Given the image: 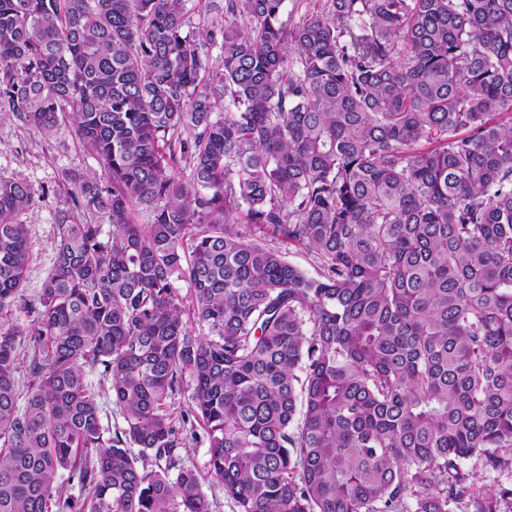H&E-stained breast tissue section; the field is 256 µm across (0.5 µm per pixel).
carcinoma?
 Listing matches in <instances>:
<instances>
[{
	"label": "carcinoma",
	"instance_id": "cac0c4a2",
	"mask_svg": "<svg viewBox=\"0 0 512 512\" xmlns=\"http://www.w3.org/2000/svg\"><path fill=\"white\" fill-rule=\"evenodd\" d=\"M284 3L0 0V112L101 166L26 332L40 193L0 176V512H212L187 379L239 512H512L464 466L512 475V0ZM187 8L190 9L189 15L192 26L210 27L212 25L218 26L224 22L222 10L220 8L214 9V6L207 7L204 0H188ZM197 439L195 440L189 432L190 424L186 425L187 431H184L178 453L189 465H194L203 477L202 489L213 503V512H238V508L234 501L224 496L222 487L211 482L207 477V463L209 459L207 444L203 441L202 431L194 422Z\"/></svg>",
	"mask_w": 512,
	"mask_h": 512
}]
</instances>
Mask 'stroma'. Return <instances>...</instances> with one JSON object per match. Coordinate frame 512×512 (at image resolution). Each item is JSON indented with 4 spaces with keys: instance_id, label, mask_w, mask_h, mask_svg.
Returning a JSON list of instances; mask_svg holds the SVG:
<instances>
[{
    "instance_id": "obj_1",
    "label": "stroma",
    "mask_w": 512,
    "mask_h": 512,
    "mask_svg": "<svg viewBox=\"0 0 512 512\" xmlns=\"http://www.w3.org/2000/svg\"><path fill=\"white\" fill-rule=\"evenodd\" d=\"M99 168V162L80 146L68 128H61L49 137L38 128L0 113V176L26 179L44 192L43 198L21 215L31 254L25 300L36 296L53 268L55 214L71 189L70 176ZM179 453L187 464L203 474L202 489L213 504V512H238L234 501L225 497L222 487L205 476L209 455L203 439L185 436Z\"/></svg>"
}]
</instances>
